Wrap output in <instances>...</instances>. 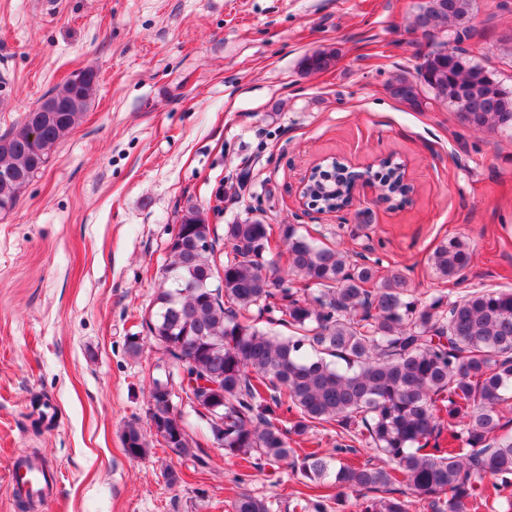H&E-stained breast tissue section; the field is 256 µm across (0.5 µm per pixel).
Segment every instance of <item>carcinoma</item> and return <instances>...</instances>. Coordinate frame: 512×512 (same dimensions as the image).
<instances>
[{
  "label": "carcinoma",
  "mask_w": 512,
  "mask_h": 512,
  "mask_svg": "<svg viewBox=\"0 0 512 512\" xmlns=\"http://www.w3.org/2000/svg\"><path fill=\"white\" fill-rule=\"evenodd\" d=\"M475 0H422L414 30L446 33L469 19ZM335 55L305 58L309 72L334 65ZM97 85L92 69L65 81L41 105L0 136V212L13 209L21 190L72 130ZM389 93L414 109L440 104L470 128L512 131V92L459 49H433L415 75H399ZM37 136H32L33 130ZM401 166L383 160L376 174L384 198L401 205L410 187ZM353 178L329 167L305 197L324 209L349 204ZM286 245L287 273L267 255L274 236ZM430 267L440 280H463L472 254L458 239L439 244ZM377 262L319 244L293 224L274 233L259 219L224 225L215 235L207 213L182 209L177 241L168 248L154 340L171 359L189 350L187 376L217 385L179 387L205 421L208 439L244 468L283 461L313 493L300 492L288 512H475L487 507L482 484L512 506V420L499 405L512 389V290L473 289L455 300L442 291L422 300L404 271L377 277ZM316 286L307 292L306 286ZM173 381L152 379L149 420L168 423ZM334 433L333 451L302 456L290 435ZM128 456L147 452L141 428L124 430ZM166 447L204 468L185 427L168 430ZM382 459L355 463L356 445ZM326 487L336 493L317 494ZM232 512H270L269 501L240 492Z\"/></svg>",
  "instance_id": "cac0c4a2"
}]
</instances>
